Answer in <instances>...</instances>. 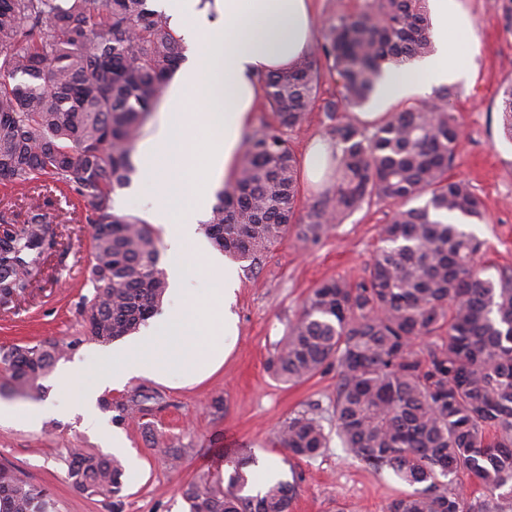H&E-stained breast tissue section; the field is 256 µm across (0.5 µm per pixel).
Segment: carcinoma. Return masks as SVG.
Masks as SVG:
<instances>
[{
  "label": "carcinoma",
  "mask_w": 512,
  "mask_h": 512,
  "mask_svg": "<svg viewBox=\"0 0 512 512\" xmlns=\"http://www.w3.org/2000/svg\"><path fill=\"white\" fill-rule=\"evenodd\" d=\"M427 0H365L325 28L317 55L262 79L272 121L244 140L233 184L216 192L205 224L213 246L254 262L294 226L316 243L373 201L395 206L379 226L381 248L359 282L338 277L312 289L284 347L269 366L284 383L336 368V435L354 458L387 468L414 490L387 512H512V272L485 279L477 240L444 217L483 219L470 184L449 171L461 138L445 105L408 106L369 126L335 121L340 105L370 102L384 66H407L434 52ZM336 74L326 104L340 147L333 185L306 210L297 205V158L286 132L316 104L318 57ZM182 59L180 41L151 0H0V182L26 187L44 178L91 208V297L84 338L110 343L134 333L168 288L158 235L113 209L128 186L143 126ZM512 133V85L499 106ZM425 198L418 206L411 202ZM33 203L24 228L0 238V299L23 296L31 272L59 245ZM448 337L426 351L418 338ZM64 351L45 341L0 348L8 372L0 394L35 398ZM314 411L288 418L279 444L310 458L327 447ZM71 485L121 497L124 467L112 456L72 448L63 458ZM244 465L229 481L201 473L183 496L189 512H289L283 480L243 494ZM482 492L470 500L459 474ZM48 489L0 471V512H52Z\"/></svg>",
  "instance_id": "carcinoma-1"
}]
</instances>
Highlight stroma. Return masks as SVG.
Listing matches in <instances>:
<instances>
[{
    "label": "stroma",
    "mask_w": 512,
    "mask_h": 512,
    "mask_svg": "<svg viewBox=\"0 0 512 512\" xmlns=\"http://www.w3.org/2000/svg\"><path fill=\"white\" fill-rule=\"evenodd\" d=\"M455 6L466 21L456 33L466 79L443 87L415 86L382 104L340 109L338 117L349 122L383 116L411 104L436 102L439 92L447 91L449 111L462 131L451 174L467 181L483 202V221L467 230L482 243L475 258L482 277L494 279L512 269V140L503 135L498 111L503 89L512 84V0H456ZM320 73L319 106L288 134L299 158L313 140L331 137L321 104L335 97L336 76L325 67ZM52 199L47 216L56 224L61 244L24 297L0 304V346H32L50 339L67 347L62 359L67 365L87 361L102 349L100 343L81 339L84 299L93 292L87 275L91 209L68 190L53 191ZM391 215L390 205L375 201L332 225L318 243L301 246L290 233L258 264L238 262L233 350L222 370L207 381L179 387L133 378L105 390L116 408L103 414L104 433L123 438L126 448L119 451L120 459L133 454L139 460L138 467L125 470L117 512H189L182 491L196 474L230 475L232 460L248 455L259 466L276 465L278 478L293 484L290 512H386L391 499L408 492L391 470L359 463L333 436L335 371L283 384L269 369L310 289L339 276L360 281L380 246L378 227ZM43 385L44 393L34 401L45 410L39 425L0 422V468L49 489L58 512H116L110 495L88 496L72 489L61 461L71 448L105 452L103 434L66 415L68 396L58 370H51ZM144 391L160 393V403L144 414L122 415L118 403ZM309 409L323 415L331 437L320 454L298 459L280 447L277 434L289 416ZM154 436L184 449L180 465L171 466L151 448Z\"/></svg>",
    "instance_id": "1"
}]
</instances>
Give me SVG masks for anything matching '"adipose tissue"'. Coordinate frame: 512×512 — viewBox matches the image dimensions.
<instances>
[{
  "label": "adipose tissue",
  "mask_w": 512,
  "mask_h": 512,
  "mask_svg": "<svg viewBox=\"0 0 512 512\" xmlns=\"http://www.w3.org/2000/svg\"><path fill=\"white\" fill-rule=\"evenodd\" d=\"M435 52L416 67L389 69L380 101L405 94L416 83L439 85L461 79L451 28L463 25L454 0H430ZM187 48L157 107L160 118L136 148V159L152 196L147 216L162 225L171 260L170 301L130 343L97 353L92 362L63 377L74 393L72 409L88 414L105 388L130 378L184 384L217 372L232 350L236 331L231 311L238 276L223 258L207 253L199 232L204 210L181 220L186 198L208 196L232 183L244 130L263 92L265 74L292 67L313 47L310 0H153ZM200 255L213 275L220 311L198 301L187 286L186 250Z\"/></svg>",
  "instance_id": "ef3b65f1"
}]
</instances>
